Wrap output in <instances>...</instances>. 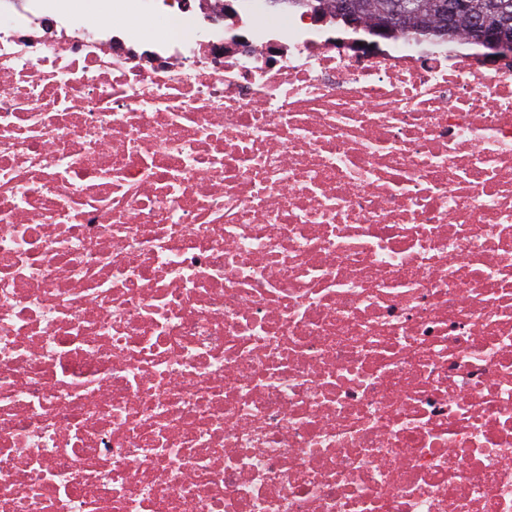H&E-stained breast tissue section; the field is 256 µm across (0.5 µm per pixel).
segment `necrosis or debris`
Returning a JSON list of instances; mask_svg holds the SVG:
<instances>
[{
  "mask_svg": "<svg viewBox=\"0 0 512 512\" xmlns=\"http://www.w3.org/2000/svg\"><path fill=\"white\" fill-rule=\"evenodd\" d=\"M12 2L0 512H512V56Z\"/></svg>",
  "mask_w": 512,
  "mask_h": 512,
  "instance_id": "obj_1",
  "label": "necrosis or debris"
}]
</instances>
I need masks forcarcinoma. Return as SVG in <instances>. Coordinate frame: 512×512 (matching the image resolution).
<instances>
[{
  "label": "carcinoma",
  "mask_w": 512,
  "mask_h": 512,
  "mask_svg": "<svg viewBox=\"0 0 512 512\" xmlns=\"http://www.w3.org/2000/svg\"><path fill=\"white\" fill-rule=\"evenodd\" d=\"M391 0H358L360 10L358 22H374L386 10ZM467 11L455 14L452 23L448 20V0H413L412 10L402 25L400 33H416L437 38H455L470 33L472 20L496 5L500 13L512 21V0H468Z\"/></svg>",
  "instance_id": "carcinoma-1"
}]
</instances>
